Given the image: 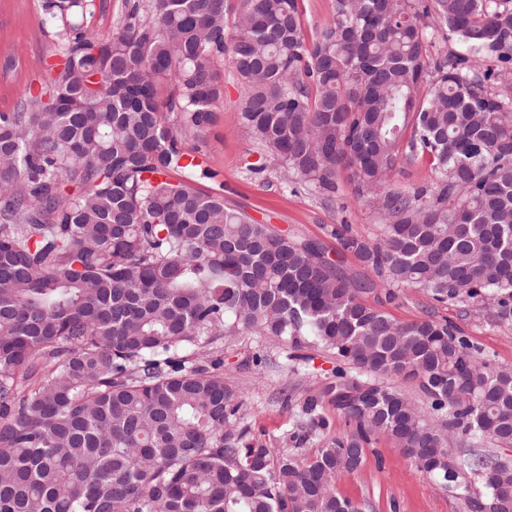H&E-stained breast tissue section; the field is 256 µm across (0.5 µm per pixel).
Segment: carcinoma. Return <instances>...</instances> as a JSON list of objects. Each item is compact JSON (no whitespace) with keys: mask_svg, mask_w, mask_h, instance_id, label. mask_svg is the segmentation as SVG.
Segmentation results:
<instances>
[{"mask_svg":"<svg viewBox=\"0 0 512 512\" xmlns=\"http://www.w3.org/2000/svg\"><path fill=\"white\" fill-rule=\"evenodd\" d=\"M87 2L45 0L62 61L0 113V512H364L335 478L374 433L470 512H512V464L485 447L512 446V368L446 321L363 301L381 284L489 297L512 322V0H333L309 40L299 0H125L107 34L80 22ZM451 36L465 52L431 53ZM224 58L241 130L287 181L332 193L347 170L386 220L373 244L331 229L370 276L167 181L198 167L168 115L183 134L212 123ZM420 155L432 182L393 188ZM243 332L334 355L324 396L352 429L310 457L250 439L210 351ZM318 406L295 441L326 434Z\"/></svg>","mask_w":512,"mask_h":512,"instance_id":"cac0c4a2","label":"carcinoma"}]
</instances>
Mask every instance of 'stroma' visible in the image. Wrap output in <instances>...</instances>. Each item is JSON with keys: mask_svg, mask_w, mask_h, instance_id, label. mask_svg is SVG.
<instances>
[{"mask_svg": "<svg viewBox=\"0 0 512 512\" xmlns=\"http://www.w3.org/2000/svg\"><path fill=\"white\" fill-rule=\"evenodd\" d=\"M44 0H0V112H14L44 83L48 65L57 63L58 45L54 22L43 8ZM224 94L215 103V122L206 130L184 136L185 148L204 161L205 174L186 179L170 172V182L190 181L204 193H221L225 206L280 230L321 241L328 257H341L349 274L366 275L365 265L353 254H339L330 237L331 225L348 223L354 234L377 240L383 225L369 207L358 204L346 175H339L335 192L312 185H289L276 165L261 174L251 168L261 160L259 146L238 126L246 92L228 62L218 65ZM366 303L400 322H412L432 311L435 317L457 326L483 354L499 365L512 367V324H496L493 305L484 302L462 311L454 304H435L413 289L398 290L387 299L385 288L366 295ZM214 351L224 359V378L242 392L241 424L251 436L278 454L310 453L319 446L311 439L295 448L290 435L305 419L302 408L308 399L321 400L320 410L330 422L329 436L346 434L344 418L324 402V389L334 379V356L313 343L296 345L292 339L243 334L218 341ZM269 366L256 365V357ZM338 495L367 503V512H469L441 481L421 471L402 449L383 435L372 436L366 461L357 472L339 475Z\"/></svg>", "mask_w": 512, "mask_h": 512, "instance_id": "35a3bbf8", "label": "stroma"}]
</instances>
